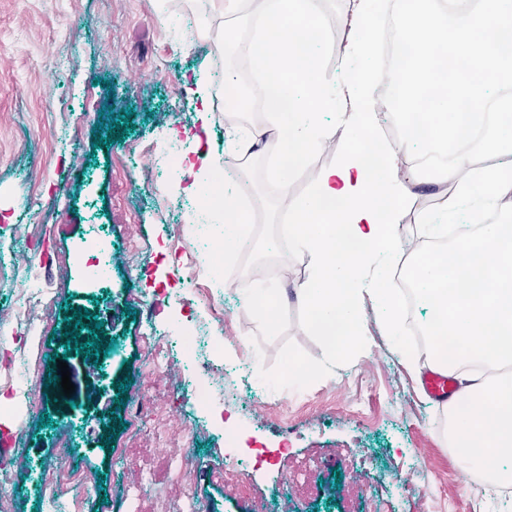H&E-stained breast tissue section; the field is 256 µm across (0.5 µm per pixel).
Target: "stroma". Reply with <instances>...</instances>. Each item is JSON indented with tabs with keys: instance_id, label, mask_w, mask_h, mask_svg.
<instances>
[{
	"instance_id": "obj_1",
	"label": "stroma",
	"mask_w": 512,
	"mask_h": 512,
	"mask_svg": "<svg viewBox=\"0 0 512 512\" xmlns=\"http://www.w3.org/2000/svg\"><path fill=\"white\" fill-rule=\"evenodd\" d=\"M196 0H0V427L18 449L0 459V484L13 512H69L72 490L45 495L29 481L36 466L57 465L59 449L80 445L75 464L104 477L114 512L129 483L146 489L135 512H182V488L171 478L173 451L184 450L196 512H512V497L478 481L461 483V460L448 445V410L422 396L379 327L372 302L363 304L366 349L352 362L297 392L264 389L259 367H273L281 340L254 346L258 326L235 292L224 293L223 351L249 369L233 389L206 358L187 366L175 357L161 373L145 368L142 333L153 326L165 342H191L207 316L199 288L178 280L208 246L199 211L188 210L183 171H163L151 142L178 129L185 150L200 128L201 105L191 92L201 80L213 92L223 72L221 52L198 43L186 50L179 33L195 23L222 26L220 17L190 11ZM133 129L115 144L93 148L126 109ZM223 104L211 114V139L233 181L249 186L244 160L228 145ZM399 176L411 190L402 224L412 234L424 216L443 214L453 187L417 175L402 156ZM159 194H151V187ZM106 247L105 283L88 281L69 262L89 235ZM49 291L52 304L29 305L17 317L20 294ZM104 323L115 344L99 361L68 353L66 319L78 308ZM75 386L73 404L49 387L58 359ZM131 379L127 403L117 383ZM213 385L208 407L188 389L191 379ZM41 381L32 400L33 381ZM366 416H353L355 407ZM145 412L127 433L120 418ZM51 416L49 426L41 417ZM115 441L105 445V426ZM246 443L236 480L240 497L210 480L224 462V433Z\"/></svg>"
}]
</instances>
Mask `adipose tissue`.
I'll list each match as a JSON object with an SVG mask.
<instances>
[{"instance_id":"adipose-tissue-1","label":"adipose tissue","mask_w":512,"mask_h":512,"mask_svg":"<svg viewBox=\"0 0 512 512\" xmlns=\"http://www.w3.org/2000/svg\"><path fill=\"white\" fill-rule=\"evenodd\" d=\"M214 148L200 152L201 168L206 178L193 179L185 189L188 197L202 201L217 222L223 223L224 234L213 244L215 252L229 258L246 246L252 236L251 217L241 206L239 199L223 190L224 178L217 167ZM451 183L455 193L448 205V211L457 223L468 221L472 200L480 198L488 204H496L512 194V154L494 158L481 171H474L471 165H464Z\"/></svg>"}]
</instances>
